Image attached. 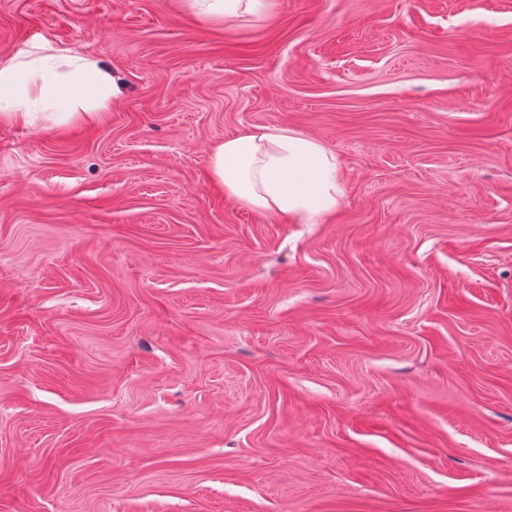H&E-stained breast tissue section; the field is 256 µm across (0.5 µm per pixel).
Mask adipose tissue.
I'll use <instances>...</instances> for the list:
<instances>
[{
	"instance_id": "adipose-tissue-1",
	"label": "adipose tissue",
	"mask_w": 512,
	"mask_h": 512,
	"mask_svg": "<svg viewBox=\"0 0 512 512\" xmlns=\"http://www.w3.org/2000/svg\"><path fill=\"white\" fill-rule=\"evenodd\" d=\"M206 19L244 18L263 12L266 0H186ZM115 87L95 61L50 48L29 62L0 63V115L31 111L60 120L59 98L72 118L108 107ZM209 170L225 194L252 208L302 224H314L338 205L340 186L334 156L318 141L288 128L261 129L216 144Z\"/></svg>"
}]
</instances>
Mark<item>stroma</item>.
I'll return each mask as SVG.
<instances>
[{
	"instance_id": "35a3bbf8",
	"label": "stroma",
	"mask_w": 512,
	"mask_h": 512,
	"mask_svg": "<svg viewBox=\"0 0 512 512\" xmlns=\"http://www.w3.org/2000/svg\"><path fill=\"white\" fill-rule=\"evenodd\" d=\"M0 0V61L98 60L0 118V512H512V0ZM336 157L317 224L211 148ZM189 8L206 19L244 18L263 12L266 0H186ZM42 49L49 52L27 63L16 59L0 63L1 118L21 115L30 120L42 114L44 120L62 122L94 118L100 112L91 110L108 107L115 93L109 72L95 61L70 55L68 49L50 45ZM63 64L69 69L61 70ZM31 82L36 85L34 93L28 89ZM62 97L69 102V112H56ZM208 163L228 196L302 224H316L343 195L335 157L288 128L226 139L212 148Z\"/></svg>"
}]
</instances>
